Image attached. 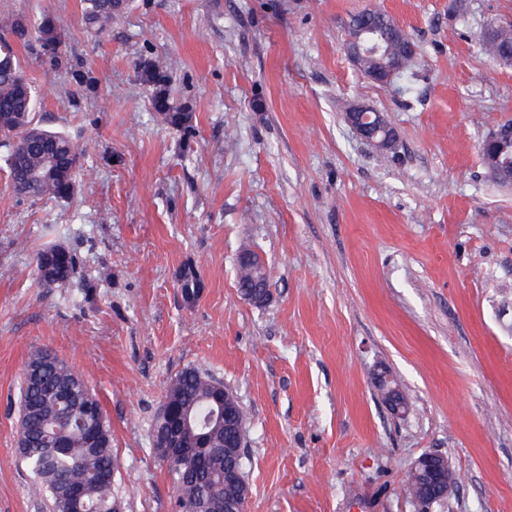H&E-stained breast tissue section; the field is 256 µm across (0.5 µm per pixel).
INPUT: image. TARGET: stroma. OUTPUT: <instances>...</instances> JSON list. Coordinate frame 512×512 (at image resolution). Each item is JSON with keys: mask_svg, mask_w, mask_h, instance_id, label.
<instances>
[{"mask_svg": "<svg viewBox=\"0 0 512 512\" xmlns=\"http://www.w3.org/2000/svg\"><path fill=\"white\" fill-rule=\"evenodd\" d=\"M370 8L419 48L388 86L347 52ZM16 20L55 30L14 49L81 164L70 196L22 201L0 155V512H50L18 451L38 348L111 422L119 512H175L151 424L187 367L247 412L248 512H416L405 474L429 451L462 477L442 512H512V187L479 150L512 121V64L479 52L512 0H125L97 30L81 0H0V27ZM154 69L185 124L157 111ZM357 100L396 153L347 125ZM50 246L79 261L55 290L36 268ZM245 246L265 257L262 306L238 292ZM374 380L378 386L387 389L388 394L385 403L388 406L389 410L394 415L404 414L406 409L396 393L397 387L394 385L395 381L388 373V371L385 369L378 370L377 373L375 374Z\"/></svg>", "mask_w": 512, "mask_h": 512, "instance_id": "stroma-1", "label": "stroma"}]
</instances>
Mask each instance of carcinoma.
<instances>
[{"mask_svg":"<svg viewBox=\"0 0 512 512\" xmlns=\"http://www.w3.org/2000/svg\"><path fill=\"white\" fill-rule=\"evenodd\" d=\"M122 0H82L86 25L101 28L112 20ZM383 23L381 13L371 9L349 18L348 35L361 24ZM484 54L499 59L512 56V24L498 25L481 39ZM38 91L22 75L12 43L0 40V148L15 194L23 199L70 194L80 153L65 135L34 122ZM36 268L42 285L62 288L77 270L72 252L48 247L37 254ZM41 364L34 382L22 380L19 422L21 459L35 477L33 490L49 494L51 512H68L59 498V486L78 487L83 496V512H111L115 498L112 474V429L99 400L84 378L63 359L45 350L33 351L25 370ZM167 404L191 422L180 437L189 448L205 444L198 457L189 461L170 459L172 449L156 447V455L168 466L177 490L179 512H197L202 499L212 501L221 512L224 497L234 491L224 489V425L217 398V381L194 368H186L171 381Z\"/></svg>","mask_w":512,"mask_h":512,"instance_id":"cac0c4a2","label":"carcinoma"}]
</instances>
